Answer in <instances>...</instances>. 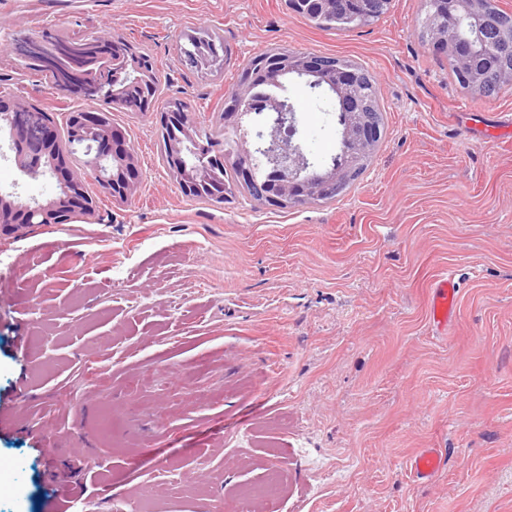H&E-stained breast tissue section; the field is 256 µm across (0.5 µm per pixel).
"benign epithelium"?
Wrapping results in <instances>:
<instances>
[{"instance_id": "7a95c632", "label": "benign epithelium", "mask_w": 512, "mask_h": 512, "mask_svg": "<svg viewBox=\"0 0 512 512\" xmlns=\"http://www.w3.org/2000/svg\"><path fill=\"white\" fill-rule=\"evenodd\" d=\"M486 2L448 0V27L433 30L429 39V46L447 55L458 70L468 75L475 87L480 86L478 78L468 73L473 47L460 32L462 21L484 18L483 40L504 49L512 47V36L490 28ZM65 40L64 35L52 32L34 38L49 55L55 54ZM120 43L121 40L112 34H99L88 39L87 44L95 48L99 68L89 70L83 57L72 56L68 59V67L77 78V84L58 83L56 87L71 92L98 85L100 72L111 67L112 52ZM269 55L276 60L265 78L269 88L282 87L281 79L287 72L318 75V64L304 54L271 51ZM359 77L357 70L348 66L323 83L335 95L341 112L338 122L341 149L356 159L371 154L380 138V129L366 112L365 99L354 92ZM256 87L255 79L247 73L224 91V101L234 108L226 128L237 144L234 153L217 151L212 144L203 143L190 111L181 114L177 131L168 118H161L162 129L172 133L167 139L168 151L180 161V166L173 168L179 183L191 185L201 192L210 187L213 166L260 155L267 165L266 180L257 183L251 168L240 165L239 185L247 190H258L264 201L281 205L316 203L340 192L345 180L352 175L351 170L329 166L320 174L309 172L310 162L296 141L298 129L292 105L285 99L265 94L262 107L254 110L249 107V102ZM29 109L28 101L0 85V132L8 134L15 162L32 177L51 171L58 181L60 194L45 204L20 203L0 194L1 231L18 233L36 224H69L81 220L88 223L96 219L95 202L84 191L90 177L116 202L124 203L133 197L142 180L135 150L121 131L105 122L103 113H75L70 121L72 136L61 149L56 130L49 122L22 123L15 119L14 113Z\"/></svg>"}]
</instances>
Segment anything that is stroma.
Segmentation results:
<instances>
[{
  "label": "stroma",
  "instance_id": "obj_1",
  "mask_svg": "<svg viewBox=\"0 0 512 512\" xmlns=\"http://www.w3.org/2000/svg\"><path fill=\"white\" fill-rule=\"evenodd\" d=\"M425 0L324 30L285 0H0V85L64 129L84 100L23 65L16 33L107 29L156 61L165 96L208 128L258 52L365 66L384 111L369 166L335 201L284 207L183 194L154 113L115 111L142 184L92 223L0 236V512H235L269 469L288 493L260 512H512V88L461 89L418 37ZM217 35L213 77L179 51ZM300 140L325 170L336 100L288 83ZM56 198L0 134V194ZM461 283L448 335L431 285ZM445 466L415 481L408 459ZM443 456L438 448H423L410 460V472L421 482L432 480L443 466Z\"/></svg>",
  "mask_w": 512,
  "mask_h": 512
}]
</instances>
